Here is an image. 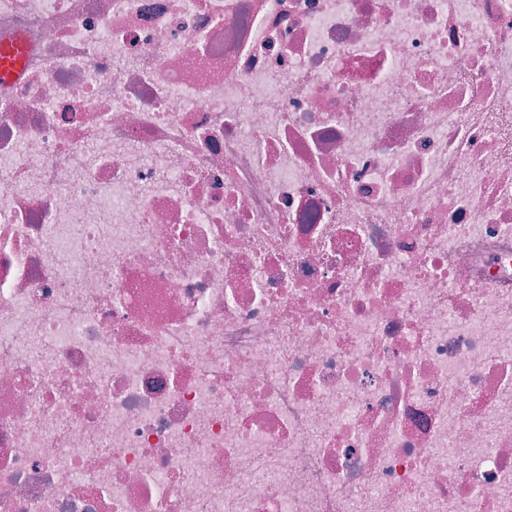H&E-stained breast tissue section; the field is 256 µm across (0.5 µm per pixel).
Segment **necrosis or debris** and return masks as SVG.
Segmentation results:
<instances>
[{
  "label": "necrosis or debris",
  "mask_w": 512,
  "mask_h": 512,
  "mask_svg": "<svg viewBox=\"0 0 512 512\" xmlns=\"http://www.w3.org/2000/svg\"><path fill=\"white\" fill-rule=\"evenodd\" d=\"M0 512H512V0H0ZM25 45L22 39L0 48V84H9L18 80L22 74V60Z\"/></svg>",
  "instance_id": "necrosis-or-debris-1"
}]
</instances>
